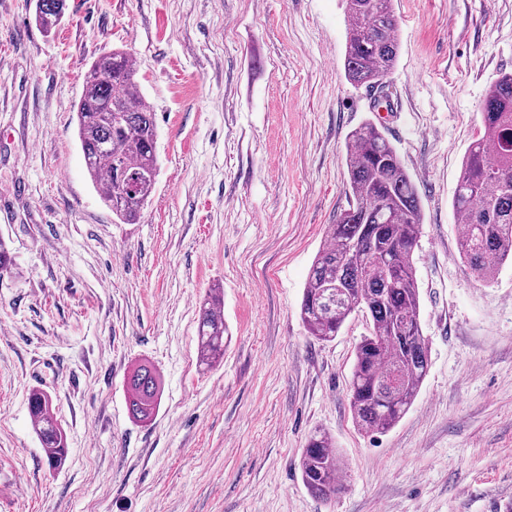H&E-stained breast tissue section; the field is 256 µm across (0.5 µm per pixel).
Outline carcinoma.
<instances>
[{"mask_svg": "<svg viewBox=\"0 0 512 512\" xmlns=\"http://www.w3.org/2000/svg\"><path fill=\"white\" fill-rule=\"evenodd\" d=\"M349 20L345 76L355 86L379 88L399 49L394 0H344ZM67 0H38L35 21L44 30L63 17ZM130 53L114 50L84 75L76 104V134L86 172L112 214L135 224L150 202L159 173L155 112L141 95ZM482 133L464 157L453 207L462 217L460 253L470 271L490 283L512 262V72L493 82L481 106ZM350 204L328 225L300 304V319L321 342L336 338L356 310L371 317V331L355 348L350 408L355 426L384 432L406 414L426 376L429 350L420 326V294L413 254L423 224L414 182L390 140L367 121L345 145ZM224 312L214 292L201 304L197 350L202 364L224 356ZM134 419L148 422L161 401L153 369L139 365L127 381ZM29 412L46 460L59 467L66 438L50 396L34 390ZM343 470L331 438L310 435L300 459L303 483L332 500L343 491Z\"/></svg>", "mask_w": 512, "mask_h": 512, "instance_id": "carcinoma-1", "label": "carcinoma"}]
</instances>
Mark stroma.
Returning <instances> with one entry per match:
<instances>
[{
  "mask_svg": "<svg viewBox=\"0 0 512 512\" xmlns=\"http://www.w3.org/2000/svg\"><path fill=\"white\" fill-rule=\"evenodd\" d=\"M0 0V512H496L512 499V265L493 283L459 253L452 207L479 108L512 71V0H394L387 102L344 75L343 0ZM128 51L158 126L155 193L113 220L88 178L74 105L98 56ZM373 122L424 216L413 256L427 375L384 433L347 393L365 312L308 336L303 288L348 206V134ZM224 289V356L197 355L199 308ZM52 363L42 379L33 372ZM162 379L133 419L126 381ZM52 398L67 437L45 459L28 409ZM328 432L345 491L304 486ZM67 0H38L35 21L44 30L52 29L67 9ZM127 391L133 418L150 421L161 401V384L153 369L145 364L134 368L128 377Z\"/></svg>",
  "mask_w": 512,
  "mask_h": 512,
  "instance_id": "1",
  "label": "stroma"
}]
</instances>
